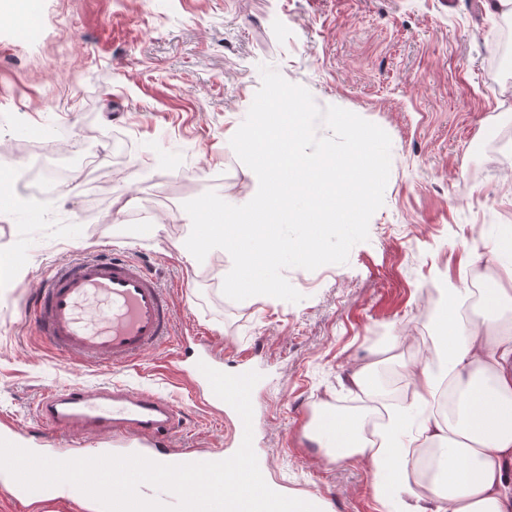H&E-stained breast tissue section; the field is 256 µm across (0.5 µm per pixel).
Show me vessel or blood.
<instances>
[{"instance_id": "1", "label": "vessel or blood", "mask_w": 512, "mask_h": 512, "mask_svg": "<svg viewBox=\"0 0 512 512\" xmlns=\"http://www.w3.org/2000/svg\"><path fill=\"white\" fill-rule=\"evenodd\" d=\"M30 319L47 344L68 362L112 373L132 367L148 350L172 334L170 293L138 260L126 255H97L55 264L31 296ZM180 410L159 393L113 382L96 389L79 384L47 389L37 415L52 430L102 435L120 455L137 453L162 463H194V454L160 449L179 428ZM12 498H75L77 490L60 485L35 492L11 477L0 480Z\"/></svg>"}]
</instances>
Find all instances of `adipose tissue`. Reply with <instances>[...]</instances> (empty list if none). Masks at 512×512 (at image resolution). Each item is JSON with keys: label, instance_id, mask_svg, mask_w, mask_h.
Returning <instances> with one entry per match:
<instances>
[{"label": "adipose tissue", "instance_id": "adipose-tissue-1", "mask_svg": "<svg viewBox=\"0 0 512 512\" xmlns=\"http://www.w3.org/2000/svg\"><path fill=\"white\" fill-rule=\"evenodd\" d=\"M512 312V260L500 264L495 285L472 301L469 289L450 285L433 351L406 364L415 404L455 395L449 412L419 421L407 434L392 418L381 443L367 441L357 418L322 416L309 436L336 458H364L377 498L398 494L400 512H512V325L489 326L487 312ZM438 447L427 491L407 481L413 443Z\"/></svg>", "mask_w": 512, "mask_h": 512}]
</instances>
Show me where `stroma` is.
Listing matches in <instances>:
<instances>
[{"label":"stroma","instance_id":"stroma-1","mask_svg":"<svg viewBox=\"0 0 512 512\" xmlns=\"http://www.w3.org/2000/svg\"><path fill=\"white\" fill-rule=\"evenodd\" d=\"M16 0H0V422L35 448L66 457L73 441L35 409L64 383L118 380L183 409L173 450L233 455L234 416L199 405L191 388L197 346L210 337L225 370L260 373L252 393L254 449L270 483L323 495L329 512H388L366 461L333 459L310 441L314 409L354 413L375 399L382 373L403 394V361L428 348L417 321L424 289L481 268L495 278L512 243V150L478 149L512 129V72L492 50L500 30L486 0H37L26 28ZM305 87L318 107L338 106L384 129L391 170L369 238L347 263L288 268L302 295L235 302L222 293L232 267L221 249L190 265L177 245L184 202L213 191L239 205L257 190L230 139L261 86V66ZM33 127L40 139L19 138ZM67 169L64 189L37 195L44 167ZM136 258L176 307L167 348L115 375L73 365L40 340L25 304L57 262L85 252ZM396 336L411 344L393 346ZM364 390L346 386L355 367Z\"/></svg>","mask_w":512,"mask_h":512}]
</instances>
